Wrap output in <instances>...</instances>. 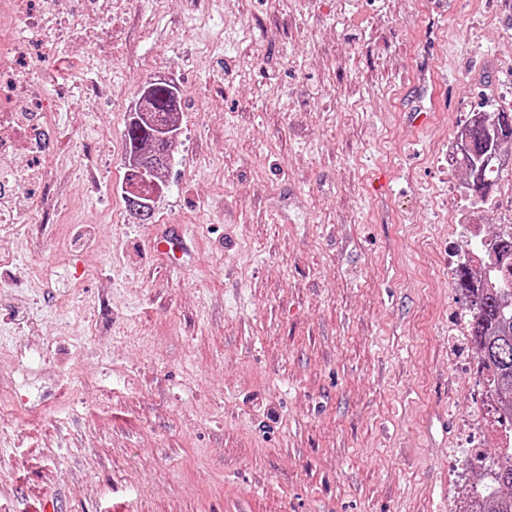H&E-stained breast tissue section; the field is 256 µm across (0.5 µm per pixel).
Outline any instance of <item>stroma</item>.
Segmentation results:
<instances>
[{
    "instance_id": "stroma-1",
    "label": "stroma",
    "mask_w": 512,
    "mask_h": 512,
    "mask_svg": "<svg viewBox=\"0 0 512 512\" xmlns=\"http://www.w3.org/2000/svg\"><path fill=\"white\" fill-rule=\"evenodd\" d=\"M109 0L38 57L58 110L0 224V512H454L485 432L448 144L512 112V0ZM448 65L441 120L413 84ZM181 95L153 221L123 199L146 82ZM182 225L178 263L152 247Z\"/></svg>"
}]
</instances>
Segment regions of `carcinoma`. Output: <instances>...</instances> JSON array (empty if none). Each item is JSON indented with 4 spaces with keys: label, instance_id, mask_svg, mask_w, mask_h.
I'll return each instance as SVG.
<instances>
[{
    "label": "carcinoma",
    "instance_id": "cac0c4a2",
    "mask_svg": "<svg viewBox=\"0 0 512 512\" xmlns=\"http://www.w3.org/2000/svg\"><path fill=\"white\" fill-rule=\"evenodd\" d=\"M178 98L177 88L169 83H148L141 93L138 111L126 126L129 176L125 202L136 224L151 223L153 211L147 189L170 165L178 130ZM461 132L467 138L463 188L466 196L479 204L491 195L499 173L491 168V159L506 152L505 146L512 145V112H482L471 117ZM496 260L508 263L512 272V233L499 239ZM456 280L470 308L465 336L479 365L492 372L494 395L512 400V290L504 293L476 285V272L464 257L460 259ZM485 466L493 475L489 485L493 494L486 495V490L478 485L473 494L486 497L485 512H512V464L503 466L491 458L485 460Z\"/></svg>",
    "mask_w": 512,
    "mask_h": 512
}]
</instances>
